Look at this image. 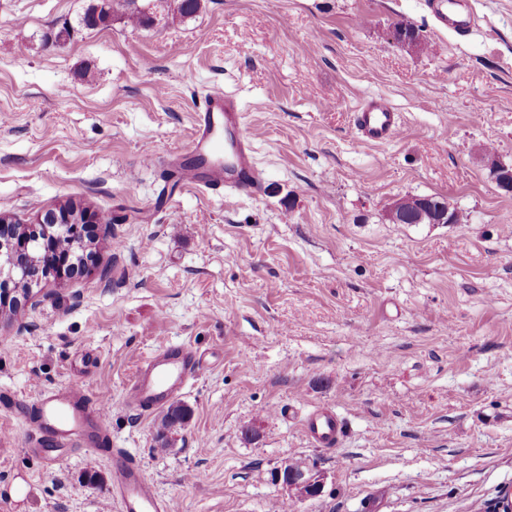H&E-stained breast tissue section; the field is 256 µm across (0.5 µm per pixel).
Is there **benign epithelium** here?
<instances>
[{
    "label": "benign epithelium",
    "mask_w": 512,
    "mask_h": 512,
    "mask_svg": "<svg viewBox=\"0 0 512 512\" xmlns=\"http://www.w3.org/2000/svg\"><path fill=\"white\" fill-rule=\"evenodd\" d=\"M94 217L85 210L65 207L44 211L33 222L18 227L8 214L0 213V309L21 307L18 287L31 293L47 281H61L73 271L86 270L92 254L86 250L76 255L56 249L51 236L57 232L78 240L91 237L90 224ZM284 476L278 479L283 489L291 492L304 484L321 487L310 471L291 470L283 466Z\"/></svg>",
    "instance_id": "benign-epithelium-1"
}]
</instances>
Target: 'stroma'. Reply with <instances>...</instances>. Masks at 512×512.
<instances>
[{"label": "stroma", "mask_w": 512, "mask_h": 512, "mask_svg": "<svg viewBox=\"0 0 512 512\" xmlns=\"http://www.w3.org/2000/svg\"><path fill=\"white\" fill-rule=\"evenodd\" d=\"M91 2L0 0V211L110 218L88 273L0 319V512H119L111 451L30 450V401L71 382L179 512H474L512 489V193L484 160L512 169V0H465L464 38L426 0H201L187 17L137 0L148 24L88 29ZM215 88L240 103L256 197L177 177ZM374 95L402 125L380 147L352 124ZM412 195L461 222L392 223ZM179 343L205 367L163 448L160 413L126 397ZM320 406L342 424L331 448L304 435ZM292 462L319 496L275 481Z\"/></svg>", "instance_id": "obj_1"}]
</instances>
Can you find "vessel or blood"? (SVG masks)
Wrapping results in <instances>:
<instances>
[{"mask_svg": "<svg viewBox=\"0 0 512 512\" xmlns=\"http://www.w3.org/2000/svg\"><path fill=\"white\" fill-rule=\"evenodd\" d=\"M437 21L458 36H468L475 25L472 14L462 13L457 0H431ZM358 140L382 146L400 132V117L380 96L363 99L354 110ZM191 159L181 171L184 185L204 190H224L256 195L262 184L243 114L236 99L217 89L209 92L195 115V132L187 147ZM202 359L189 345L170 346L146 357L128 391L135 410L153 413L166 406L195 380ZM109 410L91 402L83 388L70 384L38 391L31 421L42 446H62L84 440L87 434L110 442ZM308 439L316 446L334 447L340 432L335 412L328 407L314 411L305 423ZM112 497L121 512H175L173 500L158 497L139 466L119 448L112 451Z\"/></svg>", "mask_w": 512, "mask_h": 512, "instance_id": "obj_1", "label": "vessel or blood"}]
</instances>
